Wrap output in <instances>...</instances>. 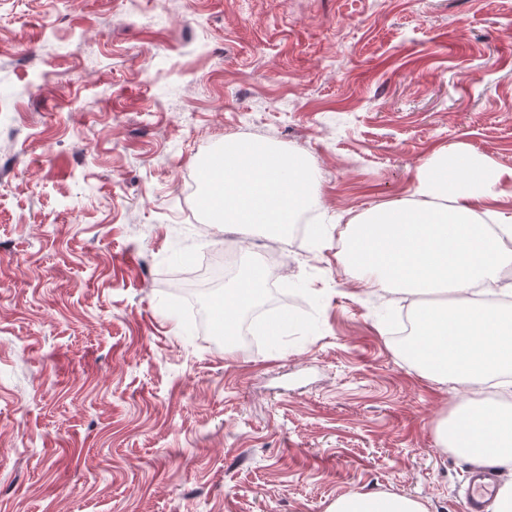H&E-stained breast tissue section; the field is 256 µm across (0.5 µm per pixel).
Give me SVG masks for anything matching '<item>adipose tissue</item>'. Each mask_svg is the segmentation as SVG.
I'll list each match as a JSON object with an SVG mask.
<instances>
[{
	"mask_svg": "<svg viewBox=\"0 0 512 512\" xmlns=\"http://www.w3.org/2000/svg\"><path fill=\"white\" fill-rule=\"evenodd\" d=\"M214 223L244 235L285 234L299 211L318 208L317 171L303 155L234 141L199 168ZM512 170L463 150L421 166L410 197L353 217L340 236L347 264L367 284L409 300L416 332L405 352L428 378L463 385L469 397L438 425L443 447L472 464L512 472V311L490 303L512 267V213L500 210ZM260 269L227 289L216 320L232 335L240 311L260 295ZM497 381L499 399H478ZM329 512H427L389 492H350Z\"/></svg>",
	"mask_w": 512,
	"mask_h": 512,
	"instance_id": "obj_1",
	"label": "adipose tissue"
}]
</instances>
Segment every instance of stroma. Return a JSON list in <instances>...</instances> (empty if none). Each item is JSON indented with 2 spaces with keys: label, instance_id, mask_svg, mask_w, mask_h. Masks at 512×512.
Here are the masks:
<instances>
[{
  "label": "stroma",
  "instance_id": "obj_1",
  "mask_svg": "<svg viewBox=\"0 0 512 512\" xmlns=\"http://www.w3.org/2000/svg\"><path fill=\"white\" fill-rule=\"evenodd\" d=\"M230 141L319 174L249 344L171 290ZM455 145L512 169V0H0V512H465L464 391L336 250ZM329 512H427L419 500L389 492H350L336 498Z\"/></svg>",
  "mask_w": 512,
  "mask_h": 512
}]
</instances>
